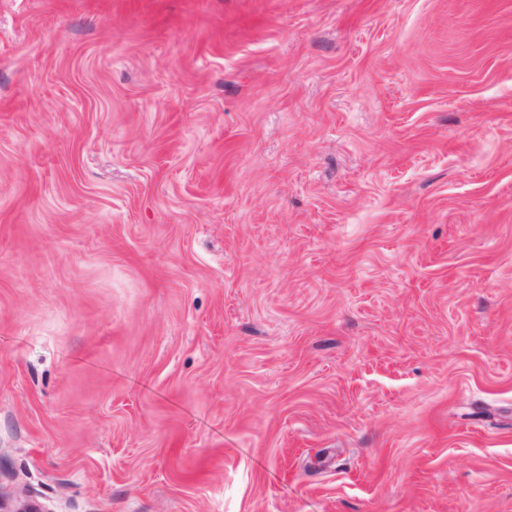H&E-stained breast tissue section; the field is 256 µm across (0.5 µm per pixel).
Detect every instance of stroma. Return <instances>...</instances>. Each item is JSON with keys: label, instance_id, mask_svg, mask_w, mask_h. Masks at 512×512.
<instances>
[{"label": "stroma", "instance_id": "obj_1", "mask_svg": "<svg viewBox=\"0 0 512 512\" xmlns=\"http://www.w3.org/2000/svg\"><path fill=\"white\" fill-rule=\"evenodd\" d=\"M0 492L512 512V0H0Z\"/></svg>", "mask_w": 512, "mask_h": 512}]
</instances>
